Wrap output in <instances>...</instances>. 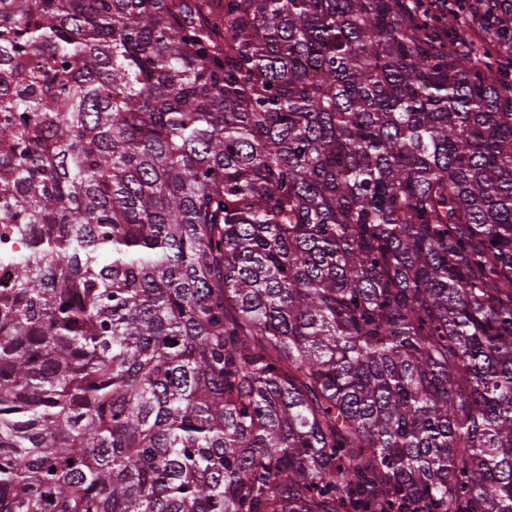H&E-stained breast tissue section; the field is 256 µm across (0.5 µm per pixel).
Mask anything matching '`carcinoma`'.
<instances>
[{
  "label": "carcinoma",
  "mask_w": 512,
  "mask_h": 512,
  "mask_svg": "<svg viewBox=\"0 0 512 512\" xmlns=\"http://www.w3.org/2000/svg\"><path fill=\"white\" fill-rule=\"evenodd\" d=\"M473 3L0 0V512H512Z\"/></svg>",
  "instance_id": "carcinoma-1"
}]
</instances>
